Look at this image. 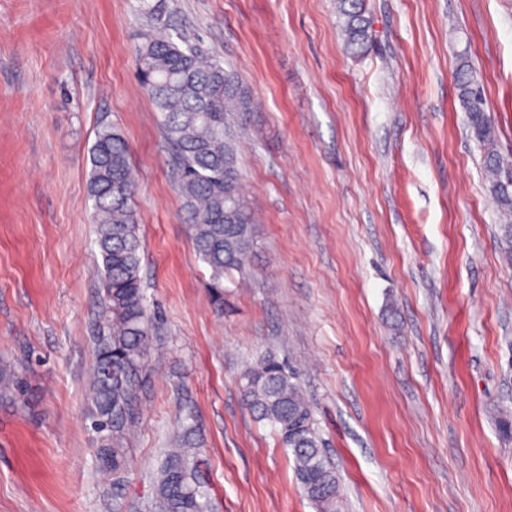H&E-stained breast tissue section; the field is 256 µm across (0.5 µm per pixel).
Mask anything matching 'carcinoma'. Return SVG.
Here are the masks:
<instances>
[{
	"label": "carcinoma",
	"instance_id": "cac0c4a2",
	"mask_svg": "<svg viewBox=\"0 0 512 512\" xmlns=\"http://www.w3.org/2000/svg\"><path fill=\"white\" fill-rule=\"evenodd\" d=\"M150 23L136 52L137 78L162 114V131L178 169L177 192L191 216V238L210 268L212 299L220 303L224 275L248 273L256 246V218L240 186L232 124L257 110V103L238 76L215 59H205L175 28L162 20L160 5L138 0ZM336 14L347 48L360 55L370 39L364 0H336ZM459 98L474 139L484 151L483 167L490 194L504 219L501 250L512 265V179L494 149L495 128L487 114L483 89L464 54L458 55ZM88 196L97 227L103 264V325L91 371L99 465L118 477L128 462L126 442L138 375L148 363L152 318L141 269V241L133 210L136 182L130 150L111 125L100 127L88 151ZM23 395L8 361L0 362V399ZM241 398L257 421L268 422L288 449L306 497L319 512H336L339 480L315 428L312 405L285 365L268 357L241 376ZM196 439L187 426L176 435L154 479L159 512H211L209 493L195 457Z\"/></svg>",
	"mask_w": 512,
	"mask_h": 512
}]
</instances>
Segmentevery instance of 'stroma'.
Listing matches in <instances>:
<instances>
[{
    "label": "stroma",
    "mask_w": 512,
    "mask_h": 512,
    "mask_svg": "<svg viewBox=\"0 0 512 512\" xmlns=\"http://www.w3.org/2000/svg\"><path fill=\"white\" fill-rule=\"evenodd\" d=\"M336 0H165L164 17L259 104L239 138L258 218L224 305L189 238L159 112L135 78L137 0H0V512H148L193 413L214 512H317L238 380L293 372L336 465L337 512H512V266L458 98L467 53L512 162V0H366L347 53ZM117 127L136 170L161 369H144L129 464L100 470L89 372L102 265L88 150ZM23 395L21 382L8 361L0 362V399L16 400Z\"/></svg>",
    "instance_id": "35a3bbf8"
}]
</instances>
